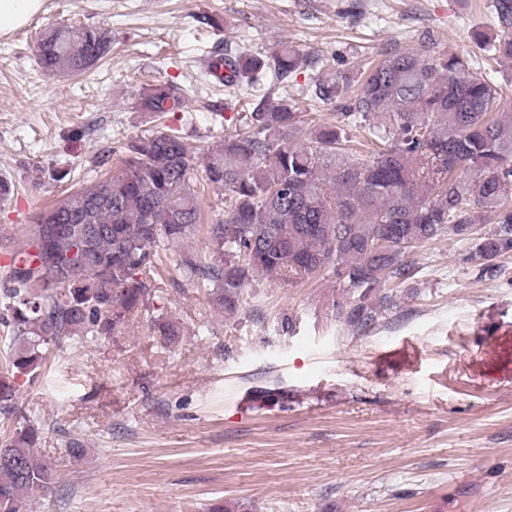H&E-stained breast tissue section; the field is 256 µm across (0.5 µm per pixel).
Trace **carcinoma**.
I'll list each match as a JSON object with an SVG mask.
<instances>
[{
	"instance_id": "obj_1",
	"label": "carcinoma",
	"mask_w": 512,
	"mask_h": 512,
	"mask_svg": "<svg viewBox=\"0 0 512 512\" xmlns=\"http://www.w3.org/2000/svg\"><path fill=\"white\" fill-rule=\"evenodd\" d=\"M488 8L498 34L474 38L488 57L511 61L512 0H488ZM111 50L103 23L58 25L36 44L39 67L62 76L87 72ZM306 59L288 43L212 56L211 66L228 69L227 86L251 90L247 130L200 157L170 130L119 138L120 171L87 180L39 213L26 257L0 289L11 376L33 379L65 340L93 345L150 311V273L163 252L195 235L205 185L224 196V214L209 227L208 257L186 253L179 270L220 309L234 310L258 276L297 283L327 271L347 296L336 317L366 329L389 303L383 286L414 277L413 248L441 236L467 239L479 224L492 228L476 256L495 271V260L512 252V120L496 116L495 71L480 74L474 58L439 51L428 32L419 49L393 45L362 71L325 57L334 77L313 80L306 94L334 105L336 123L316 126L305 145L296 142L300 113L274 86L288 90ZM183 103L171 83L138 98L139 110L156 116ZM352 128L372 137L371 154L347 147ZM54 224H73L75 233L53 239L45 255L37 243ZM55 258L72 268L66 283L43 270ZM154 325L166 342L181 335L173 320ZM17 400L10 376L1 377L0 415L17 416ZM41 430L22 416L0 442V512H25L30 494L59 479L60 462L84 453L73 446L47 459L37 448Z\"/></svg>"
}]
</instances>
